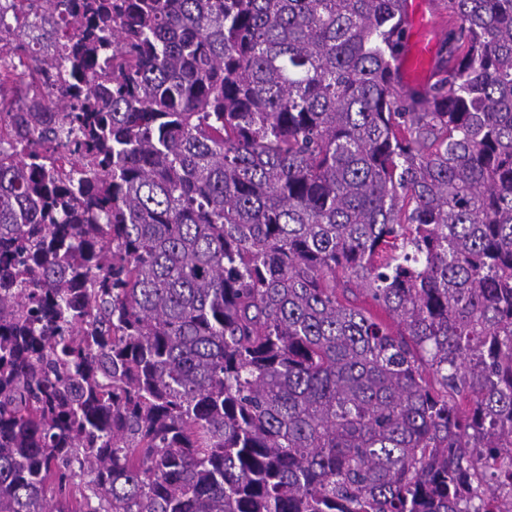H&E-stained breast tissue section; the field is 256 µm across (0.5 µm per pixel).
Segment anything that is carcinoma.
Masks as SVG:
<instances>
[{"label":"carcinoma","mask_w":512,"mask_h":512,"mask_svg":"<svg viewBox=\"0 0 512 512\" xmlns=\"http://www.w3.org/2000/svg\"><path fill=\"white\" fill-rule=\"evenodd\" d=\"M42 2L111 55L0 121V512H512V0L423 94L407 0Z\"/></svg>","instance_id":"cac0c4a2"}]
</instances>
